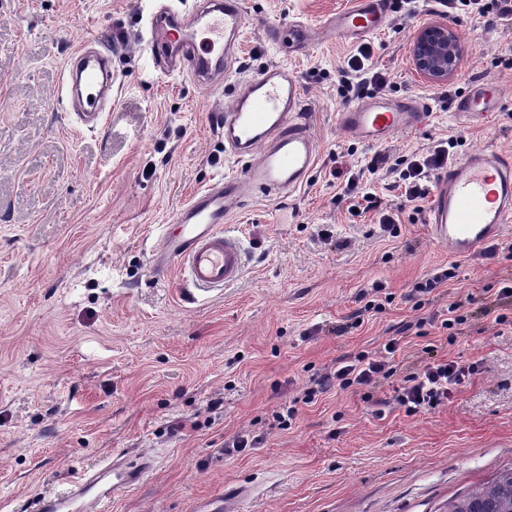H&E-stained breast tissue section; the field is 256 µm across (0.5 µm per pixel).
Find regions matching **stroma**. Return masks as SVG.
<instances>
[{"mask_svg": "<svg viewBox=\"0 0 512 512\" xmlns=\"http://www.w3.org/2000/svg\"><path fill=\"white\" fill-rule=\"evenodd\" d=\"M347 0H246L241 75L283 63L314 114L321 152L306 185L275 200L231 208L249 264L224 292L182 301L178 280L150 272L154 229L242 161L225 156L215 116L234 78L210 86L164 74L147 47L158 4L178 0H0V512H32L57 488L112 451L144 450L152 475L115 498L111 512H198L225 486H249L251 512H434L449 497L512 464V326L484 311L512 260L450 255L422 212L404 207L398 237L352 216L334 169L364 165L374 145L336 123V87L355 43L323 23ZM307 22L311 52L268 46L265 31ZM444 21L462 43L447 85L427 82L409 55L422 24ZM112 47V110L94 129L61 95L63 66L78 47ZM385 98L414 96L428 126L384 143L398 158L449 137L457 156L512 153V25L442 14L421 0L392 13L370 39ZM496 83L501 109L463 122L441 109L443 89ZM450 287L415 311L407 295L439 268ZM380 285L393 301L350 327L361 295ZM465 300L448 355L479 365L448 406L417 417L372 416L361 395L329 392L302 406L287 430L273 410L336 359L373 352L407 322ZM186 422L175 430L176 422ZM262 447L225 454L241 432Z\"/></svg>", "mask_w": 512, "mask_h": 512, "instance_id": "obj_1", "label": "stroma"}]
</instances>
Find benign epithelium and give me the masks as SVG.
I'll return each mask as SVG.
<instances>
[{
    "mask_svg": "<svg viewBox=\"0 0 512 512\" xmlns=\"http://www.w3.org/2000/svg\"><path fill=\"white\" fill-rule=\"evenodd\" d=\"M413 66L432 84H443L460 68L461 43L457 32L443 22L419 28L410 47Z\"/></svg>",
    "mask_w": 512,
    "mask_h": 512,
    "instance_id": "benign-epithelium-1",
    "label": "benign epithelium"
}]
</instances>
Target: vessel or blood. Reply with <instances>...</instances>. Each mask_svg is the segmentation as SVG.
I'll list each match as a JSON object with an SVG mask.
<instances>
[{
  "label": "vessel or blood",
  "mask_w": 512,
  "mask_h": 512,
  "mask_svg": "<svg viewBox=\"0 0 512 512\" xmlns=\"http://www.w3.org/2000/svg\"><path fill=\"white\" fill-rule=\"evenodd\" d=\"M391 9V0H350L329 26L340 38L361 41L384 29ZM245 23L244 0H209L206 7L184 14L162 6L150 17L151 42L161 62L181 61L203 85L213 71L233 73ZM200 33L207 36L203 51L195 41ZM268 34L292 53L312 45L310 27L298 20L269 26ZM108 62L106 51L82 47L65 65L63 86L69 93L81 90L85 121L96 123L103 117L98 84ZM502 96L499 86L477 82L456 98L455 111L484 120ZM430 117L417 98L364 99L338 113L337 123L351 136L383 144L400 132L426 126ZM220 124L225 153L246 160V167L196 193L179 210L175 225H162L152 253V275L164 280L172 269H180L181 293L190 303L232 286L243 273V240L225 227L231 205L258 193L277 199L302 187L320 153L303 86L282 64L237 79ZM428 222L436 242L455 256H468L492 240L512 222V155L475 150L453 163L437 178ZM152 470L149 457L131 463L125 454H113L66 488L41 493L37 512H109L113 496L142 483ZM250 497L249 490L235 487L201 512H245Z\"/></svg>",
  "instance_id": "vessel-or-blood-1"
}]
</instances>
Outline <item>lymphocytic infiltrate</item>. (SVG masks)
Listing matches in <instances>:
<instances>
[{"mask_svg": "<svg viewBox=\"0 0 512 512\" xmlns=\"http://www.w3.org/2000/svg\"><path fill=\"white\" fill-rule=\"evenodd\" d=\"M438 3L446 12L489 17L505 25L512 23V0H438ZM370 58L371 48L367 45L349 57L337 86L342 98L359 99L388 86L386 75L371 67ZM455 159L449 147L441 143L397 161L380 151L363 169L349 174L343 194L350 209L361 216L371 215L375 223L394 236L399 232L400 212L384 201L371 181L372 175L389 171L394 176L391 190L397 191L406 202L416 204L430 195L436 172L453 164ZM405 348V336H392L377 352H362L336 360L334 366L311 379L301 396L273 410L271 417L275 428H290L298 417L300 405L316 403L320 395L333 390L354 392L365 389L364 400L369 403L375 418H384L396 408L403 410L406 416L414 417L448 405L457 389L478 370L477 364L436 355L424 365L408 371L404 368ZM384 381L392 387L390 394L373 396V388Z\"/></svg>", "mask_w": 512, "mask_h": 512, "instance_id": "obj_1", "label": "lymphocytic infiltrate"}]
</instances>
